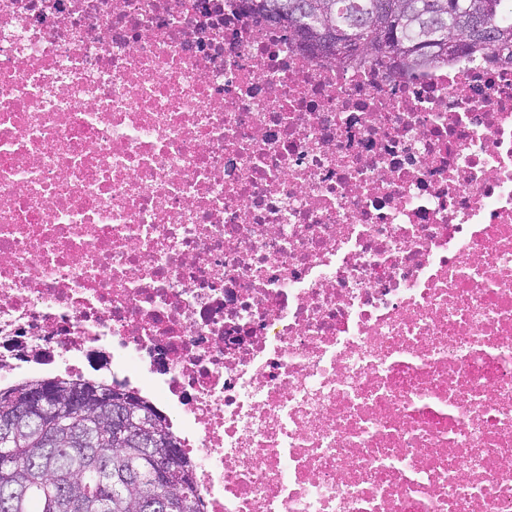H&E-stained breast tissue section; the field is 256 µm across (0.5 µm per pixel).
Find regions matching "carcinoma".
I'll list each match as a JSON object with an SVG mask.
<instances>
[{
	"label": "carcinoma",
	"mask_w": 512,
	"mask_h": 512,
	"mask_svg": "<svg viewBox=\"0 0 512 512\" xmlns=\"http://www.w3.org/2000/svg\"><path fill=\"white\" fill-rule=\"evenodd\" d=\"M244 11L288 25L292 43L311 54L344 64L355 57L388 72L401 62L512 47V22L503 21L509 0H241ZM341 34L348 50L330 48ZM67 388L89 394L110 391L109 385L81 377L58 378ZM147 419L160 421L165 436L172 433L164 415L137 394L130 393ZM112 410L94 403L79 414L91 432L92 446L83 445L64 420L46 422L54 434L47 442L26 419L7 442L11 465L0 469V512H145L153 503L178 496L179 512H205L197 493L190 460L180 453L168 484H156V460L133 441L114 438Z\"/></svg>",
	"instance_id": "cac0c4a2"
}]
</instances>
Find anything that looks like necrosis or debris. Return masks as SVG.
Masks as SVG:
<instances>
[{"instance_id": "obj_1", "label": "necrosis or debris", "mask_w": 512, "mask_h": 512, "mask_svg": "<svg viewBox=\"0 0 512 512\" xmlns=\"http://www.w3.org/2000/svg\"><path fill=\"white\" fill-rule=\"evenodd\" d=\"M88 373L205 512H512V61L0 0V388Z\"/></svg>"}]
</instances>
